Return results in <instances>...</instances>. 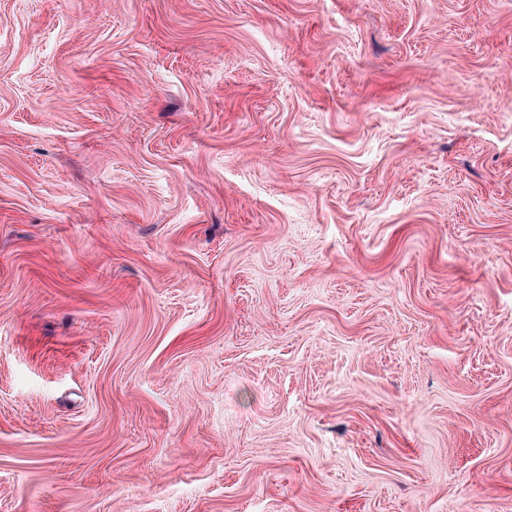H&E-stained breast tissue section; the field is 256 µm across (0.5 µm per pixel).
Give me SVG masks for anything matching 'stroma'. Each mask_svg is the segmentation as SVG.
I'll return each instance as SVG.
<instances>
[{
  "mask_svg": "<svg viewBox=\"0 0 512 512\" xmlns=\"http://www.w3.org/2000/svg\"><path fill=\"white\" fill-rule=\"evenodd\" d=\"M0 512H512V0H0Z\"/></svg>",
  "mask_w": 512,
  "mask_h": 512,
  "instance_id": "35a3bbf8",
  "label": "stroma"
}]
</instances>
